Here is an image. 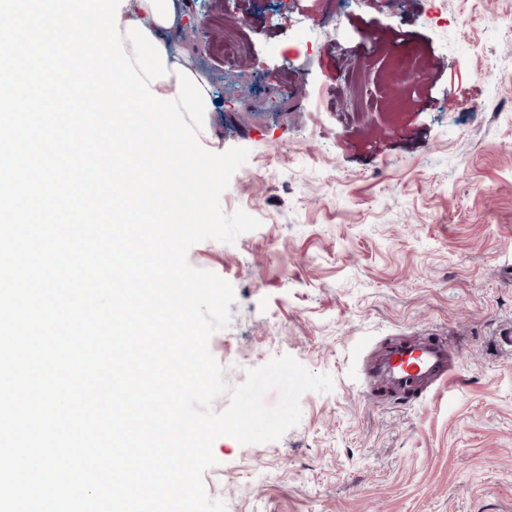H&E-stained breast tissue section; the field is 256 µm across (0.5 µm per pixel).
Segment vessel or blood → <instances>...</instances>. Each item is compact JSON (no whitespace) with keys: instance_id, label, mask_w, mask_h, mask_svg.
I'll return each instance as SVG.
<instances>
[{"instance_id":"1","label":"vessel or blood","mask_w":512,"mask_h":512,"mask_svg":"<svg viewBox=\"0 0 512 512\" xmlns=\"http://www.w3.org/2000/svg\"><path fill=\"white\" fill-rule=\"evenodd\" d=\"M381 373L391 390L404 395L447 382L453 371L447 346L426 340L391 346L382 359Z\"/></svg>"}]
</instances>
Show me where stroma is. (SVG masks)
<instances>
[{"label":"stroma","mask_w":512,"mask_h":512,"mask_svg":"<svg viewBox=\"0 0 512 512\" xmlns=\"http://www.w3.org/2000/svg\"><path fill=\"white\" fill-rule=\"evenodd\" d=\"M185 2L167 39L212 88L198 141L249 151L221 209L260 222L188 251L235 292L210 351L230 388L281 355L333 380L280 439L218 438L208 496L226 512H512V0H443L444 27L431 0ZM226 21L244 42L232 72ZM371 36L429 71L401 91ZM354 63L371 74L359 101ZM405 336L455 359L408 404L364 368Z\"/></svg>","instance_id":"obj_1"}]
</instances>
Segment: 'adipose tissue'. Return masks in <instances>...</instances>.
<instances>
[{
	"label": "adipose tissue",
	"instance_id": "adipose-tissue-1",
	"mask_svg": "<svg viewBox=\"0 0 512 512\" xmlns=\"http://www.w3.org/2000/svg\"><path fill=\"white\" fill-rule=\"evenodd\" d=\"M180 4L178 0H134L127 9L114 7L111 0H50L42 15L26 19L27 32L47 26L67 25L72 15L112 17V33L98 50L99 62L114 77L113 90L101 105L113 120L123 124L135 137L146 128L143 115L152 112H191L202 117L212 105L211 87L206 78L181 57L175 47L162 43L165 31L173 27ZM128 171L138 170L139 179L154 201L140 204L141 219L163 223L171 209H158L157 199H175L169 184L155 172L138 168L133 157H125ZM126 175L113 179L112 198L129 204Z\"/></svg>",
	"mask_w": 512,
	"mask_h": 512
}]
</instances>
